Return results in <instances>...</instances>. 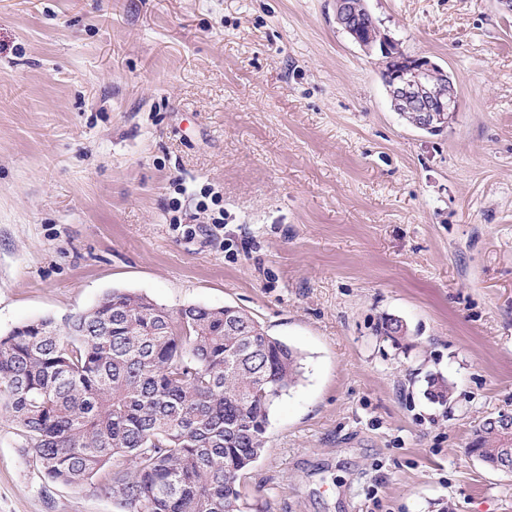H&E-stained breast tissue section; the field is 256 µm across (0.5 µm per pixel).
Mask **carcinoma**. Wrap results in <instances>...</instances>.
Here are the masks:
<instances>
[{
	"label": "carcinoma",
	"instance_id": "cac0c4a2",
	"mask_svg": "<svg viewBox=\"0 0 512 512\" xmlns=\"http://www.w3.org/2000/svg\"><path fill=\"white\" fill-rule=\"evenodd\" d=\"M399 343L407 327L383 320ZM300 356L247 311L189 305L172 314L112 290L61 328L40 318L0 336V413L16 422L53 482L95 486L123 512H242L275 402ZM441 403L450 388L427 379ZM469 451L499 470L502 427L485 421Z\"/></svg>",
	"mask_w": 512,
	"mask_h": 512
}]
</instances>
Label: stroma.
<instances>
[{"label": "stroma", "instance_id": "35a3bbf8", "mask_svg": "<svg viewBox=\"0 0 512 512\" xmlns=\"http://www.w3.org/2000/svg\"><path fill=\"white\" fill-rule=\"evenodd\" d=\"M334 3L0 0V335L115 289L243 308L303 357L243 512H512L467 451L512 414V10L367 0L454 83L431 135ZM0 512L120 510L0 415Z\"/></svg>", "mask_w": 512, "mask_h": 512}]
</instances>
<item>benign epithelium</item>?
Returning <instances> with one entry per match:
<instances>
[{"label":"benign epithelium","instance_id":"7a95c632","mask_svg":"<svg viewBox=\"0 0 512 512\" xmlns=\"http://www.w3.org/2000/svg\"><path fill=\"white\" fill-rule=\"evenodd\" d=\"M335 20L352 35L358 29L350 3L346 0L336 3ZM382 49L386 59L384 85L394 109L418 113L419 124L425 129L441 128L447 122V117L456 112L457 106L454 86H448V96L439 94L443 82L437 76H445V70L427 59L407 56L386 42Z\"/></svg>","mask_w":512,"mask_h":512}]
</instances>
